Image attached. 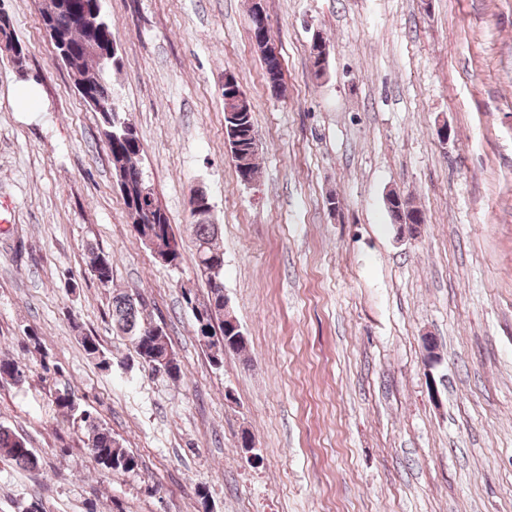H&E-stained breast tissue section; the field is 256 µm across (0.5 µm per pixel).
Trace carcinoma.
<instances>
[{
  "instance_id": "carcinoma-1",
  "label": "carcinoma",
  "mask_w": 512,
  "mask_h": 512,
  "mask_svg": "<svg viewBox=\"0 0 512 512\" xmlns=\"http://www.w3.org/2000/svg\"><path fill=\"white\" fill-rule=\"evenodd\" d=\"M97 4V0H44L41 13L42 24H51L67 36L68 44L80 47L85 35L75 25L74 18ZM263 76L267 87L278 93L283 83L282 63L261 56ZM122 60L112 62L100 80L94 85L95 94L101 99L113 97L112 73L120 70ZM234 94L224 91V117L227 137L237 138L241 143L239 149L231 150L232 160L240 180L256 178L259 168L256 163L257 151L250 146L251 134L256 132L253 112L244 113V118L233 124L227 114L235 108ZM112 116L108 113L102 116V136L110 152L114 176L123 178L125 192L123 200L125 207L135 202L141 211L142 223L134 228L136 236L154 237L157 246L161 249L172 245L180 246L172 231L168 217L160 207L155 191L146 179L143 170L138 165V158L142 152V144L135 128L126 124L127 135L123 137L112 136ZM189 212L194 225L196 254L195 263L206 277L208 285V299L216 301L224 299V249L218 243L219 227L210 222L211 208L199 210L194 202H189ZM89 267L92 275L99 284L107 288L112 284V260L98 249L89 248ZM145 301L141 294L136 292L117 293L112 295V328L129 336L139 357H147L162 369L170 379L181 378L182 369L180 361L175 357L172 341L167 333L156 335L153 333V322L143 317ZM216 327L221 330L230 350L241 352L246 348V342L237 338L233 329L224 327V320L216 317ZM86 355L103 366L107 364L104 353L100 350L97 340L92 336L80 338ZM25 370L12 360H0V378L10 379L16 383L22 381ZM57 412L65 419L80 423L86 440L84 444L97 463L105 470L113 473H130L139 468L138 459L123 448L121 442L112 434L109 428L99 417L86 409L80 408L73 392L65 388L58 390L55 395ZM0 457L14 461L22 468L34 469L38 465V458L32 449L27 447L25 440L12 429L0 425Z\"/></svg>"
}]
</instances>
